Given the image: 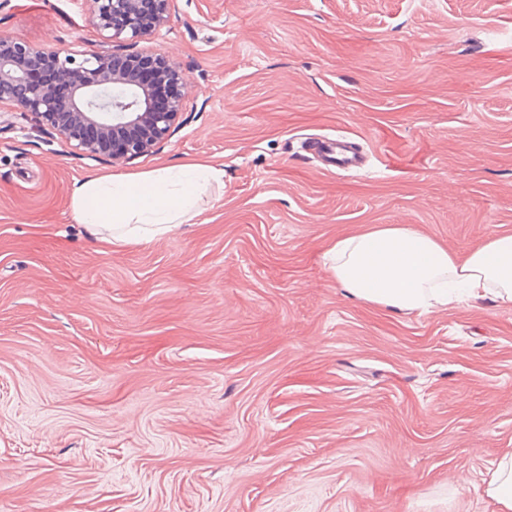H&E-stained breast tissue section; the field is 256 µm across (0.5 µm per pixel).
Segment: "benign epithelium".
Masks as SVG:
<instances>
[{
  "label": "benign epithelium",
  "instance_id": "benign-epithelium-1",
  "mask_svg": "<svg viewBox=\"0 0 512 512\" xmlns=\"http://www.w3.org/2000/svg\"><path fill=\"white\" fill-rule=\"evenodd\" d=\"M102 48L52 49L0 36V108L32 115L74 152L114 161L135 159L165 140L186 111L179 70L152 51L121 53L167 19L172 0H85ZM153 62L155 78L174 87L158 108L141 81L138 64ZM69 93L61 95L58 86Z\"/></svg>",
  "mask_w": 512,
  "mask_h": 512
}]
</instances>
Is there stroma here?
I'll use <instances>...</instances> for the list:
<instances>
[{
    "mask_svg": "<svg viewBox=\"0 0 512 512\" xmlns=\"http://www.w3.org/2000/svg\"><path fill=\"white\" fill-rule=\"evenodd\" d=\"M93 51L85 0L0 35ZM184 121L128 163L0 114V512H495L512 306L355 300L337 238L512 233V0H176ZM350 138L364 169L309 148ZM209 161L195 222L104 249L75 182Z\"/></svg>",
    "mask_w": 512,
    "mask_h": 512,
    "instance_id": "1",
    "label": "stroma"
}]
</instances>
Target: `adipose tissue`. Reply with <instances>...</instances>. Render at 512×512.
Returning <instances> with one entry per match:
<instances>
[{
	"label": "adipose tissue",
	"instance_id": "obj_1",
	"mask_svg": "<svg viewBox=\"0 0 512 512\" xmlns=\"http://www.w3.org/2000/svg\"><path fill=\"white\" fill-rule=\"evenodd\" d=\"M222 176L207 162L102 175L75 184L72 218L101 245L140 244L196 219L200 193ZM324 258L337 284L364 303L422 313L466 299L512 305V234L460 256L410 225L376 224L337 238Z\"/></svg>",
	"mask_w": 512,
	"mask_h": 512
}]
</instances>
